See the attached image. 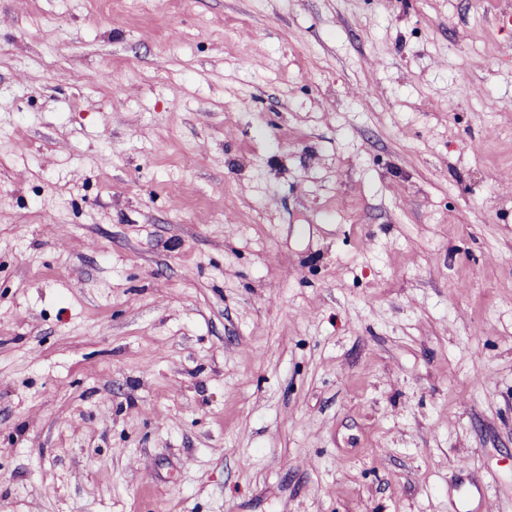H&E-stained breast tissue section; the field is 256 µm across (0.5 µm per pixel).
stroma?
Returning a JSON list of instances; mask_svg holds the SVG:
<instances>
[{"label":"stroma","instance_id":"stroma-1","mask_svg":"<svg viewBox=\"0 0 512 512\" xmlns=\"http://www.w3.org/2000/svg\"><path fill=\"white\" fill-rule=\"evenodd\" d=\"M512 0H0V512H512Z\"/></svg>","mask_w":512,"mask_h":512}]
</instances>
